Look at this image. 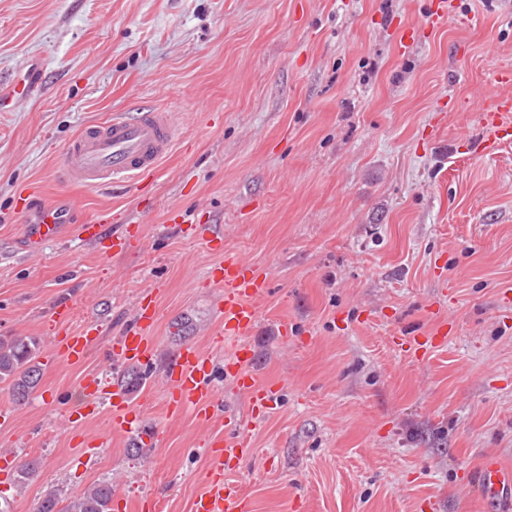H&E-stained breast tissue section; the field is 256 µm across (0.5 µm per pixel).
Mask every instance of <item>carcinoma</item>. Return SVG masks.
I'll return each instance as SVG.
<instances>
[{
  "label": "carcinoma",
  "mask_w": 512,
  "mask_h": 512,
  "mask_svg": "<svg viewBox=\"0 0 512 512\" xmlns=\"http://www.w3.org/2000/svg\"><path fill=\"white\" fill-rule=\"evenodd\" d=\"M39 351L40 342L33 336L0 337V382H10L17 403L27 399L38 384ZM112 497V484L100 482L66 499L50 492L39 503L37 512H111Z\"/></svg>",
  "instance_id": "1"
}]
</instances>
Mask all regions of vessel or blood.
<instances>
[{"label":"vessel or blood","mask_w":512,"mask_h":512,"mask_svg":"<svg viewBox=\"0 0 512 512\" xmlns=\"http://www.w3.org/2000/svg\"><path fill=\"white\" fill-rule=\"evenodd\" d=\"M45 79L46 69L42 64L18 69L10 80V93L0 96V112L10 111L18 100L36 98ZM477 123L489 134L481 143L483 150L492 149L495 142L511 139L512 97H488L477 115ZM173 144L174 125L169 113L139 105L133 114L117 113L103 123L83 127L67 146L63 175L72 183L90 188L149 176L159 169ZM64 220L62 208L50 203L40 207L36 223L28 227V246L60 239ZM215 283L224 290V337L233 343L224 354L225 376L249 394L253 409L266 411L274 401V393L253 372L252 351L242 341L256 326L255 302L268 290L269 277L238 255L228 254L224 257V272ZM157 315L155 302L138 305L132 326L112 341L114 364H152L156 351L150 336ZM90 345L87 331L81 329L63 338L59 354L64 362L77 363L87 357ZM168 371L172 395L169 411L174 414L191 411L202 422L224 429V446L211 455L206 489L193 499L189 512H243L244 496L235 482L226 479L224 464L248 453V427L225 415L213 365L196 344L181 345L172 354ZM103 392L104 383L97 375L80 381L78 402L84 416L98 414ZM129 414L126 393L114 390V425L133 429ZM475 480L492 500L512 497V469L504 468L497 459H486Z\"/></svg>","instance_id":"vessel-or-blood-1"}]
</instances>
